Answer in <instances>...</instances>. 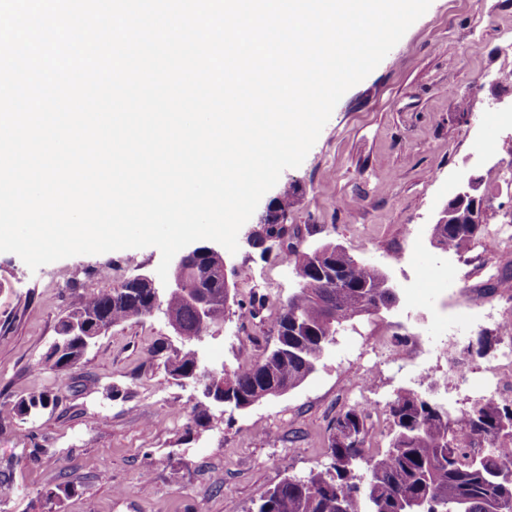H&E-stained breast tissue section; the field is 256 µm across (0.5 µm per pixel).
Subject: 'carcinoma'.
<instances>
[{
	"label": "carcinoma",
	"mask_w": 512,
	"mask_h": 512,
	"mask_svg": "<svg viewBox=\"0 0 512 512\" xmlns=\"http://www.w3.org/2000/svg\"><path fill=\"white\" fill-rule=\"evenodd\" d=\"M473 201L448 202L451 222L435 224L431 235L442 250L465 251L481 229L470 223ZM288 242L283 253L295 266L299 288L283 304L274 323L278 345L259 361L215 372L229 380L227 391L258 403L272 388L292 389L312 373L320 354L344 325L372 311L388 308V289L382 287L379 268L333 245L313 271L305 252L288 241V226L257 225L255 245L271 235ZM203 257L189 260L184 288L221 303L212 310L210 323L224 320L227 309L224 283L207 271ZM172 324L190 332L181 337L182 349L164 361L171 378L203 369L198 351L197 315L179 297L163 300ZM155 300L147 288L124 281L117 288H99L88 294L60 321L56 341L62 348L45 355L44 366L64 372L82 359L95 337L75 331L87 326L105 333L114 325L154 314ZM502 340L481 332L467 345L468 355L485 356ZM51 392L32 393L13 406L18 416L56 405ZM393 423L388 448L365 455L369 414L361 407L345 408L329 432L328 466L304 479L285 477L251 512H512V403L481 398L462 411V416L404 389L386 405ZM74 491L68 484L48 488L42 494L47 509Z\"/></svg>",
	"instance_id": "obj_1"
}]
</instances>
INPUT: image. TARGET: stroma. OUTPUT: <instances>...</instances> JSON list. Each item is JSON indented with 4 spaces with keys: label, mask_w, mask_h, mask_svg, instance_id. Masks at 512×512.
<instances>
[{
    "label": "stroma",
    "mask_w": 512,
    "mask_h": 512,
    "mask_svg": "<svg viewBox=\"0 0 512 512\" xmlns=\"http://www.w3.org/2000/svg\"><path fill=\"white\" fill-rule=\"evenodd\" d=\"M512 0H432L378 67L336 104L300 167L279 181L294 193L288 225L302 247L336 242L384 271L400 303L340 329L315 370L285 395L233 413L210 408L206 426L190 413L199 396L177 383L149 349L175 356L181 343L163 313L113 326L78 365L60 374L42 362L60 319L85 294L116 288L135 274H156L157 248L65 258L30 270L0 253V466L13 481L0 488V512H48L42 492L71 483L74 494L49 512H248L284 477L322 469L329 426L345 406L371 408L366 447H387L384 405L398 391L428 393L467 409L485 396L484 377L501 351L469 358V384L451 369L478 332L512 322ZM464 106L455 111L450 98ZM472 173L481 174L486 229L455 254L430 244L433 224ZM236 294L223 321L197 350L212 368L260 360L276 338L283 303L298 288L279 247L240 243L227 254ZM265 305L250 321L238 301ZM445 342L418 367L384 357L375 344ZM375 379L363 388L364 370ZM34 391L59 403L27 419L13 405ZM39 457H32V449Z\"/></svg>",
    "instance_id": "1"
}]
</instances>
